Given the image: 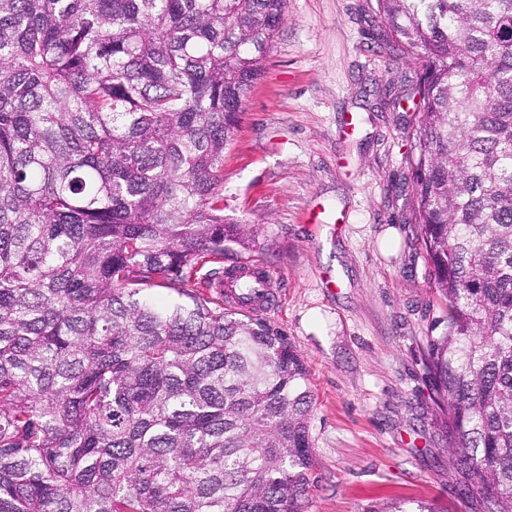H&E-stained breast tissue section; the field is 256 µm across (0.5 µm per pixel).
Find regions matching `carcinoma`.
Masks as SVG:
<instances>
[{
    "mask_svg": "<svg viewBox=\"0 0 512 512\" xmlns=\"http://www.w3.org/2000/svg\"><path fill=\"white\" fill-rule=\"evenodd\" d=\"M284 5L0 0V512H304L305 362L214 291L260 230L224 219V150ZM377 6L422 63L409 162L449 467L512 512V0ZM412 508L436 512H383Z\"/></svg>",
    "mask_w": 512,
    "mask_h": 512,
    "instance_id": "obj_1",
    "label": "carcinoma"
}]
</instances>
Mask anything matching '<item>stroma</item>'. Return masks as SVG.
<instances>
[{"label":"stroma","instance_id":"stroma-1","mask_svg":"<svg viewBox=\"0 0 512 512\" xmlns=\"http://www.w3.org/2000/svg\"><path fill=\"white\" fill-rule=\"evenodd\" d=\"M376 0H286L224 151V215L261 225L277 291L263 317L304 358L315 458L306 512L398 500L475 512L448 474L425 336L444 308L412 211L418 64Z\"/></svg>","mask_w":512,"mask_h":512}]
</instances>
